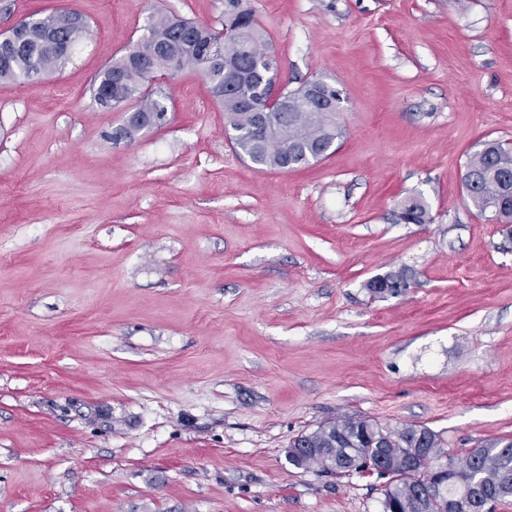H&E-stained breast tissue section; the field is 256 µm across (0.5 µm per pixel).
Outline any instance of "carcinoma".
<instances>
[{"instance_id":"obj_1","label":"carcinoma","mask_w":512,"mask_h":512,"mask_svg":"<svg viewBox=\"0 0 512 512\" xmlns=\"http://www.w3.org/2000/svg\"><path fill=\"white\" fill-rule=\"evenodd\" d=\"M220 27H211L157 13L151 16L147 34L124 55L100 72L90 88L99 101L100 85L112 79V109L135 112L140 120L127 122L119 135L133 139L151 126L166 125L167 96L148 89L157 73L176 78L189 68L199 72L209 84L212 97L224 110V129L233 134L231 144L237 156L260 168L295 170L310 164L315 154H328L342 137L336 122L341 101L335 89L320 80L303 82L288 90L277 89L279 104L267 107L270 70L277 58L268 36L255 15L239 8V0H228ZM72 12L41 17V28L54 33L48 38L35 34L14 47L7 63L0 64L1 81H31V72L43 77L68 58L75 45L90 36V26H74ZM155 47L149 65L142 64L140 49ZM333 104L325 110L313 106L319 91ZM467 170L477 189L467 192L473 206L488 220L493 207L503 204L502 220L512 233V149L498 141L482 143ZM404 224H429L428 206L420 196L400 201L397 214ZM385 288L367 285L375 295L395 294L404 281L403 273L379 276ZM300 447L289 455L296 467L317 465L331 473L347 472V452L368 461L381 462L387 480L384 500L393 512H448L451 498L479 494L493 502L512 496V442L480 443L459 458L443 448L438 435L426 427H384L371 419L347 418L326 422L317 429L296 436L290 447Z\"/></svg>"}]
</instances>
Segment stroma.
<instances>
[{"label":"stroma","mask_w":512,"mask_h":512,"mask_svg":"<svg viewBox=\"0 0 512 512\" xmlns=\"http://www.w3.org/2000/svg\"><path fill=\"white\" fill-rule=\"evenodd\" d=\"M279 85L341 96L343 136L294 171L236 156L203 76L114 139L98 74L159 10L226 0H0V30L74 10L90 36L0 81V512H383L382 479L293 466L345 418L448 453L512 440V239L468 201L512 142V0H246ZM429 224H402L406 196ZM403 272L377 298L367 282ZM397 219L404 224H429L432 221L428 206L421 196H408L398 204Z\"/></svg>","instance_id":"1"}]
</instances>
